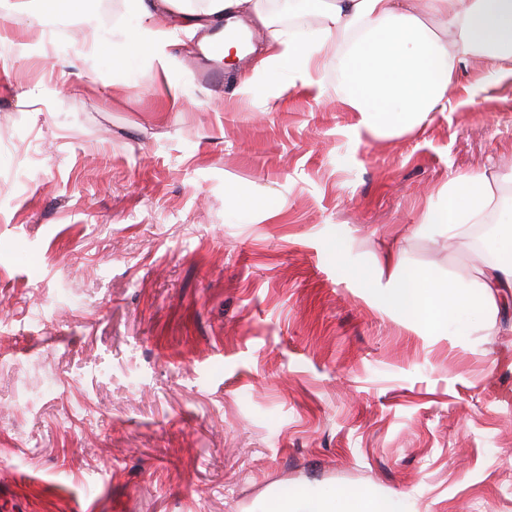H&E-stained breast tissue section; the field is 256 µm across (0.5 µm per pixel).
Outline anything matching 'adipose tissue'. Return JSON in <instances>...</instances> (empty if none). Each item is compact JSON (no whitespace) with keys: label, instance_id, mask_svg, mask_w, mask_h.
Here are the masks:
<instances>
[{"label":"adipose tissue","instance_id":"obj_1","mask_svg":"<svg viewBox=\"0 0 512 512\" xmlns=\"http://www.w3.org/2000/svg\"><path fill=\"white\" fill-rule=\"evenodd\" d=\"M131 6L147 23L124 43L147 52L162 72L176 33L206 32L243 10L268 33L267 64L287 67L292 82L303 86H317L312 61L343 42L338 98L357 113L359 126L375 135L411 130L430 113L447 111L456 70L471 59L493 60L486 82L512 77V0H315L320 34L301 45L275 24L268 0H204L197 8L182 0H131ZM160 14L171 17L170 31L151 27ZM440 196L425 212L423 230L462 236L482 222L494 190L486 175L459 174ZM404 267L402 256L388 255L370 283L374 299L386 309L416 317L424 330L438 333L447 329L449 315L471 306L460 280L429 270L409 275Z\"/></svg>","mask_w":512,"mask_h":512}]
</instances>
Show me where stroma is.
<instances>
[{
	"label": "stroma",
	"instance_id": "stroma-1",
	"mask_svg": "<svg viewBox=\"0 0 512 512\" xmlns=\"http://www.w3.org/2000/svg\"><path fill=\"white\" fill-rule=\"evenodd\" d=\"M40 10L0 0V512H260L298 488L512 512V311L430 334L367 290L386 250L474 279L512 237V78L459 69L447 111L372 136L337 50L318 91L237 56L218 85L194 41L167 75L77 50L84 12L137 30L128 0ZM465 172L494 234L418 232Z\"/></svg>",
	"mask_w": 512,
	"mask_h": 512
}]
</instances>
